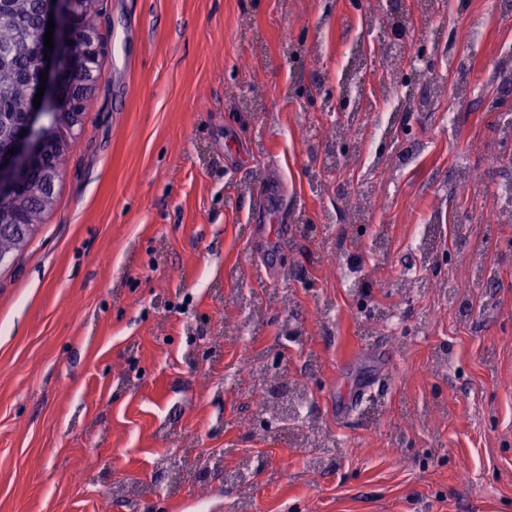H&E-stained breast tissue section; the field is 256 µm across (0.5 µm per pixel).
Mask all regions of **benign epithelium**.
I'll return each instance as SVG.
<instances>
[{
  "instance_id": "1",
  "label": "benign epithelium",
  "mask_w": 512,
  "mask_h": 512,
  "mask_svg": "<svg viewBox=\"0 0 512 512\" xmlns=\"http://www.w3.org/2000/svg\"><path fill=\"white\" fill-rule=\"evenodd\" d=\"M89 0H45L40 26L27 40L37 47L30 77L32 92L45 85L39 107L29 99L25 118L10 127L6 145H0V201L11 199L29 190L34 175H39L43 185L52 189L60 170L47 165V158L63 148L59 136L43 128L45 115L50 111L66 114L71 126L81 117V102L71 95L73 75L91 69L100 50V40L83 30V14ZM54 19L53 51L44 46V35L49 19ZM82 39L84 46L78 55L72 53L69 40ZM48 71L47 81L40 80V73ZM26 134H21V131ZM15 153H8L9 149Z\"/></svg>"
}]
</instances>
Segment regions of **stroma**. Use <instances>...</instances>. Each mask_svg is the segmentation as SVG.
Listing matches in <instances>:
<instances>
[{"label": "stroma", "mask_w": 512, "mask_h": 512, "mask_svg": "<svg viewBox=\"0 0 512 512\" xmlns=\"http://www.w3.org/2000/svg\"><path fill=\"white\" fill-rule=\"evenodd\" d=\"M397 2L413 42L366 89L429 40L417 0ZM466 2L481 98L452 127L429 83L435 109L403 113L405 132L356 127L367 153L384 149L377 173L367 153L335 168L323 109L376 0H102L108 52L83 129L35 236L0 264V512H127L116 489L130 485L149 512H512V224L479 222L512 185L490 151L506 115L486 105L512 23L493 0ZM464 167L481 196L449 195ZM271 179L290 217L283 279L250 219ZM365 187L368 221L351 223ZM434 214L424 266L412 242ZM458 240L493 266V287L471 281L467 253L449 257ZM329 250L359 258L364 296ZM416 264L424 286L404 287ZM451 279L468 286L469 320ZM395 310L405 335L386 323ZM249 357L257 374L241 370ZM293 383L331 440L321 455L272 425L287 399L258 404V388ZM364 386L376 417L337 419Z\"/></svg>", "instance_id": "stroma-1"}]
</instances>
